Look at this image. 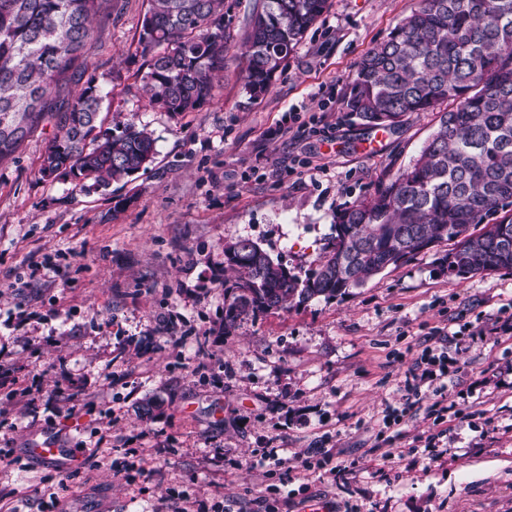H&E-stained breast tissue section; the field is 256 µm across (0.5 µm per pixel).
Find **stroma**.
I'll return each mask as SVG.
<instances>
[{
  "instance_id": "stroma-1",
  "label": "stroma",
  "mask_w": 512,
  "mask_h": 512,
  "mask_svg": "<svg viewBox=\"0 0 512 512\" xmlns=\"http://www.w3.org/2000/svg\"><path fill=\"white\" fill-rule=\"evenodd\" d=\"M415 5L330 0L253 103L233 43L216 98L182 114L152 108L138 77L146 0L97 16L86 68L61 97L90 81L109 91L105 125L147 126L156 156L123 186L42 179L49 120L0 165V345L19 378L0 387V497L17 512H171L178 494L194 512L315 500L331 512H512V335L499 330L512 271L451 274L445 242L342 297L224 329L225 244L252 239L305 275L337 209L409 167L434 132L432 112L384 131L342 106L360 58ZM428 346L457 372L383 428ZM58 384L78 409L48 405ZM441 398L460 418L426 414ZM417 436L432 444L414 463ZM46 440L59 460L30 455ZM339 464L354 470L336 480Z\"/></svg>"
}]
</instances>
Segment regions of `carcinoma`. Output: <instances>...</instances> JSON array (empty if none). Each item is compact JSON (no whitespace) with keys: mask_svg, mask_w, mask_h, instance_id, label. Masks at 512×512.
Here are the masks:
<instances>
[{"mask_svg":"<svg viewBox=\"0 0 512 512\" xmlns=\"http://www.w3.org/2000/svg\"><path fill=\"white\" fill-rule=\"evenodd\" d=\"M110 0H0V164L51 119L57 134L41 163L45 180L107 188L148 170L155 140L133 122L98 121L112 91L89 84L58 112L49 100L87 61L92 22ZM135 54L149 103L192 112L214 97L229 45L246 46L243 90L265 95L329 0H255L242 31L227 0H146ZM344 108L394 130L434 112L435 132L410 167L334 215L316 268L301 279L257 242L224 247V329L243 317L332 300L443 241L448 271L512 270V0H419L361 59Z\"/></svg>","mask_w":512,"mask_h":512,"instance_id":"1","label":"carcinoma"}]
</instances>
